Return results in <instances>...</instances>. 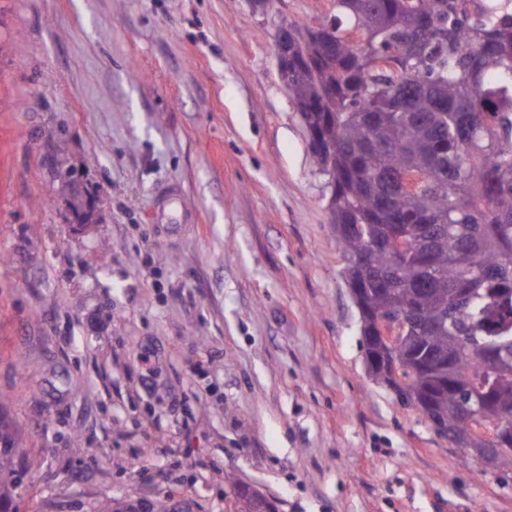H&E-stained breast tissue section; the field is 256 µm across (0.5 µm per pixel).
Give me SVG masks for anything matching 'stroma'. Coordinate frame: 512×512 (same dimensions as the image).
Masks as SVG:
<instances>
[{"instance_id":"obj_1","label":"stroma","mask_w":512,"mask_h":512,"mask_svg":"<svg viewBox=\"0 0 512 512\" xmlns=\"http://www.w3.org/2000/svg\"><path fill=\"white\" fill-rule=\"evenodd\" d=\"M336 0H0V416L20 512H512L369 376L274 44ZM65 141L63 156L49 149ZM93 197L85 224L69 181ZM81 452H72L73 439Z\"/></svg>"}]
</instances>
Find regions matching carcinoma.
I'll return each mask as SVG.
<instances>
[{"mask_svg":"<svg viewBox=\"0 0 512 512\" xmlns=\"http://www.w3.org/2000/svg\"><path fill=\"white\" fill-rule=\"evenodd\" d=\"M313 24L286 21V89L322 171L333 170L331 223L359 284L366 330L427 328L399 355L410 404L457 444L459 410L495 379L483 426L512 415V0H336ZM419 176L410 190L407 174ZM443 224L415 234L402 272L372 252L394 224ZM370 252L364 267L357 259ZM0 423V512L16 510L27 473ZM484 471L512 470L506 450Z\"/></svg>","mask_w":512,"mask_h":512,"instance_id":"carcinoma-1","label":"carcinoma"}]
</instances>
